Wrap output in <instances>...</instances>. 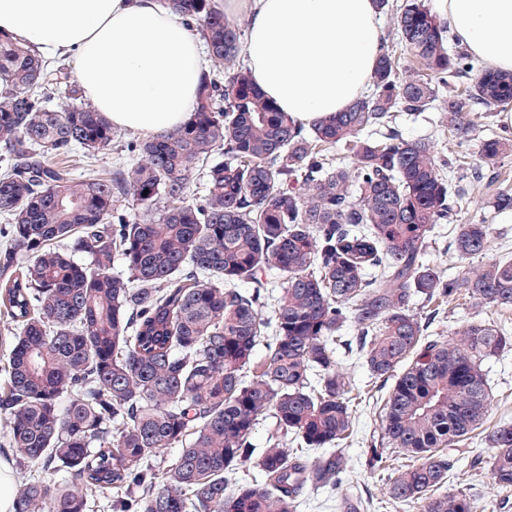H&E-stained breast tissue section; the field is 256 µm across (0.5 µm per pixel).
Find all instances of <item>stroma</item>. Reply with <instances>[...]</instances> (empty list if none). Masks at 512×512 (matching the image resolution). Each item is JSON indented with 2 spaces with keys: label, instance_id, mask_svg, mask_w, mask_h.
Segmentation results:
<instances>
[{
  "label": "stroma",
  "instance_id": "stroma-1",
  "mask_svg": "<svg viewBox=\"0 0 512 512\" xmlns=\"http://www.w3.org/2000/svg\"><path fill=\"white\" fill-rule=\"evenodd\" d=\"M443 118V113L435 110L418 117L402 113L396 119V127L407 139L432 138L440 155L460 157L471 168L481 164L482 137L512 128V123L505 121L502 110L498 109L490 117L478 118L476 130L467 139L461 140L453 131H441L440 123ZM504 188L512 190V156L502 162L494 179L472 188L454 224L438 225L427 250L426 261L445 270L448 275L460 276L476 270L486 260L512 258V219L490 213L488 206L489 201ZM482 221L491 226L490 246L486 255L461 258L449 246L455 224H476ZM477 314L482 318L512 326V310L500 311L488 307L479 311L469 300L461 299L445 307L429 332L444 339L448 338ZM482 368L490 384L488 426L512 424V352L500 359L483 363ZM381 408V395L373 391L363 395L355 409L353 438L343 446L351 470L353 490L366 502V512H418L417 508L393 502L387 494L388 485L402 464L401 459H394L383 471L370 470L365 464L366 450L373 437L380 432ZM448 453L458 459L459 468L450 474L443 487L444 492H469L476 500L477 512H512V500H505L503 493L494 486L488 468L476 469L471 465L472 459L488 458L490 450L484 443L465 440L449 448Z\"/></svg>",
  "mask_w": 512,
  "mask_h": 512
}]
</instances>
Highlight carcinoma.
<instances>
[{
	"instance_id": "carcinoma-1",
	"label": "carcinoma",
	"mask_w": 512,
	"mask_h": 512,
	"mask_svg": "<svg viewBox=\"0 0 512 512\" xmlns=\"http://www.w3.org/2000/svg\"><path fill=\"white\" fill-rule=\"evenodd\" d=\"M165 2L198 23L224 78L205 74L189 121L130 146L137 162L109 177L78 180L69 158L109 149L115 128L65 67L0 34V309L13 326L0 420L29 470L17 512H89L102 499L112 512H298L303 489L348 482L336 446L352 436L362 394L340 372V348L373 387L393 382L366 455L376 470L406 457L390 498L476 512L470 494L436 491L457 468L446 449L480 435L482 364L512 351V334L476 317L448 340L428 329L460 296L512 307V258L461 277L425 261L468 189L431 139L408 140L393 120L441 106L466 138L475 107L512 102V72L451 49L447 23L406 0L397 36L424 74L402 76L385 45L370 90L306 125L234 65L242 34L215 0ZM54 84L65 85L64 108L43 93ZM510 153L506 133L481 142L490 170ZM125 203L140 215L126 219ZM489 237L488 224H459L453 245L479 257ZM117 259L127 275L112 273ZM349 323L356 335H341ZM483 439L493 484L512 492V425ZM296 446L321 455L308 465ZM168 448L177 455L157 463ZM61 471L63 482L47 480ZM337 508L364 502L350 491Z\"/></svg>"
}]
</instances>
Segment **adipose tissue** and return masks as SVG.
<instances>
[{
	"instance_id": "ef3b65f1",
	"label": "adipose tissue",
	"mask_w": 512,
	"mask_h": 512,
	"mask_svg": "<svg viewBox=\"0 0 512 512\" xmlns=\"http://www.w3.org/2000/svg\"><path fill=\"white\" fill-rule=\"evenodd\" d=\"M457 40L512 72V0H431ZM246 14L254 84L304 123L343 111L380 55L374 0H224ZM0 34L74 58L84 95L114 127L151 136L179 128L206 70L200 37L161 0H0Z\"/></svg>"
}]
</instances>
